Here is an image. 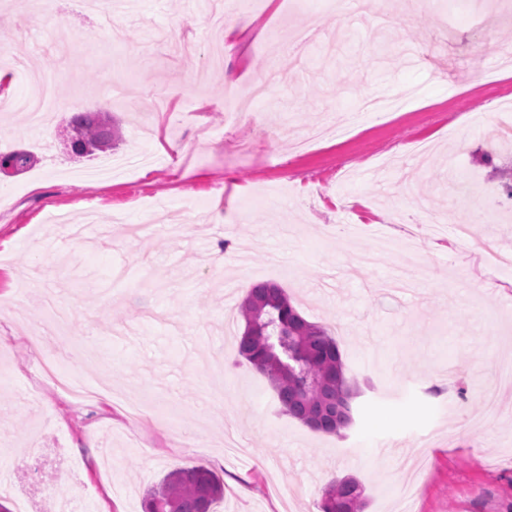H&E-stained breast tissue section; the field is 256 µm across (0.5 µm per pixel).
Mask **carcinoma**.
<instances>
[{
	"label": "carcinoma",
	"instance_id": "1",
	"mask_svg": "<svg viewBox=\"0 0 512 512\" xmlns=\"http://www.w3.org/2000/svg\"><path fill=\"white\" fill-rule=\"evenodd\" d=\"M68 128L90 144L103 136L115 141L119 128L103 112H76ZM244 331L238 352L262 373L277 393L282 411L316 431L336 434L353 421V389L344 372L336 339L307 321L287 292L257 283L240 305ZM224 500V480L205 466L169 471L147 489L142 512H215ZM320 512H363L359 484L333 480L323 490Z\"/></svg>",
	"mask_w": 512,
	"mask_h": 512
}]
</instances>
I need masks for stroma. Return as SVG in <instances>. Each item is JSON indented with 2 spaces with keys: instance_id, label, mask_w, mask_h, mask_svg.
<instances>
[{
  "instance_id": "35a3bbf8",
  "label": "stroma",
  "mask_w": 512,
  "mask_h": 512,
  "mask_svg": "<svg viewBox=\"0 0 512 512\" xmlns=\"http://www.w3.org/2000/svg\"><path fill=\"white\" fill-rule=\"evenodd\" d=\"M206 0H130L129 14L75 9L37 20L0 0V54L56 73V95L121 125L98 163L24 114L0 111V152L37 161L0 177V503L9 512H141L170 470L224 479L217 512H319L327 483L355 478L365 512H512V254L496 173L512 144V9L482 0H377L344 15L326 0L225 7L240 39L210 41ZM317 27L333 50L290 48ZM275 74L268 100L227 118L226 74ZM414 88L405 111L362 113L366 96ZM339 135L297 150L336 112ZM179 144L173 153L171 144ZM456 212L452 224L425 212ZM180 217L184 230L145 237ZM223 251L224 266L208 256ZM284 288L335 336L359 389L341 435L282 413L268 380L238 354L236 311L251 285ZM73 310L62 336L43 293ZM46 335L40 347L32 325ZM55 360L87 388L49 383Z\"/></svg>"
}]
</instances>
